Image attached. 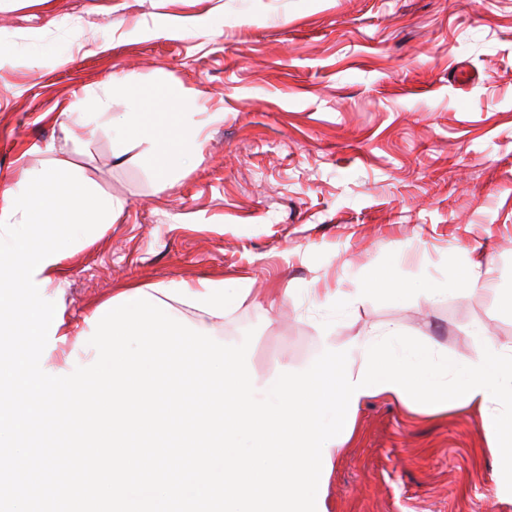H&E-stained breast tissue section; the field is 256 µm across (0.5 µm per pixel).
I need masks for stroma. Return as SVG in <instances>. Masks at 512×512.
Wrapping results in <instances>:
<instances>
[{"mask_svg":"<svg viewBox=\"0 0 512 512\" xmlns=\"http://www.w3.org/2000/svg\"><path fill=\"white\" fill-rule=\"evenodd\" d=\"M134 95L193 117L200 152L166 183L150 143L112 142ZM55 159L124 210L47 287L68 331L47 365L122 288L240 277L224 336L253 331L261 376L391 327L444 356L512 348V0H0V193ZM355 427L328 512H512L477 410L378 395Z\"/></svg>","mask_w":512,"mask_h":512,"instance_id":"obj_1","label":"stroma"}]
</instances>
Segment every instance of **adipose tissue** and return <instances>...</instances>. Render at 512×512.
Segmentation results:
<instances>
[{"label":"adipose tissue","mask_w":512,"mask_h":512,"mask_svg":"<svg viewBox=\"0 0 512 512\" xmlns=\"http://www.w3.org/2000/svg\"><path fill=\"white\" fill-rule=\"evenodd\" d=\"M112 136L120 143L134 138L158 144L151 162L162 182L200 147L196 132L186 124L175 101L157 112L131 106L129 112L113 120Z\"/></svg>","instance_id":"adipose-tissue-1"}]
</instances>
